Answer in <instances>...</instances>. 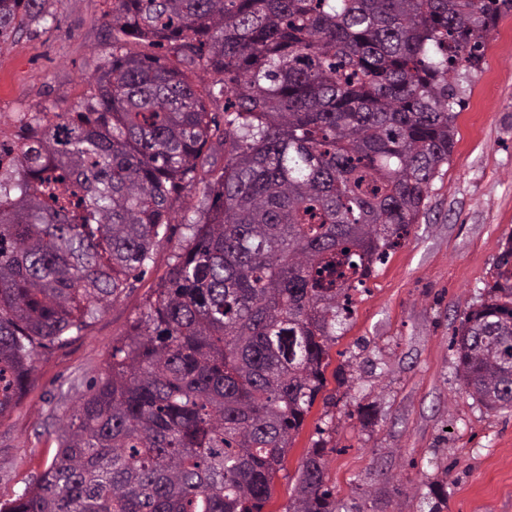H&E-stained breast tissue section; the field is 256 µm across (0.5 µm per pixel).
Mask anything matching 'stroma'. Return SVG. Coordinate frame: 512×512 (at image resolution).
<instances>
[{"mask_svg":"<svg viewBox=\"0 0 512 512\" xmlns=\"http://www.w3.org/2000/svg\"><path fill=\"white\" fill-rule=\"evenodd\" d=\"M105 0H63L56 21L0 44V132L17 112H69L108 58ZM456 144L428 188L427 213L388 260L374 264L336 329L317 396L264 512H285L303 455L325 441L326 483L348 512H512V414L465 390L451 346L465 312L486 297L512 240V12L490 32L480 69L462 81ZM204 186L156 243L146 275L67 345L39 355L27 393L0 417V500L13 498L57 452L59 419L101 374L146 309L185 240ZM344 384H337V376Z\"/></svg>","mask_w":512,"mask_h":512,"instance_id":"1","label":"stroma"}]
</instances>
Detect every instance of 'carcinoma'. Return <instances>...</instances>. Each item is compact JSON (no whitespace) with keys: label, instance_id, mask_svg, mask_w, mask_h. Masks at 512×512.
<instances>
[{"label":"carcinoma","instance_id":"obj_1","mask_svg":"<svg viewBox=\"0 0 512 512\" xmlns=\"http://www.w3.org/2000/svg\"><path fill=\"white\" fill-rule=\"evenodd\" d=\"M512 0H112V53L71 112L0 148V417L41 350L138 280L202 156L205 195L155 298L0 512H263L318 394L348 280L425 215L460 70ZM56 20L0 0V43ZM209 76L199 85L195 70ZM224 99V122L209 103ZM465 388L512 410V242L454 340ZM324 444L287 512H339Z\"/></svg>","mask_w":512,"mask_h":512}]
</instances>
